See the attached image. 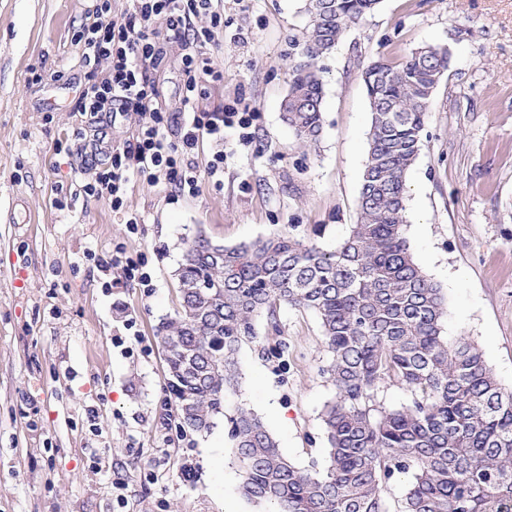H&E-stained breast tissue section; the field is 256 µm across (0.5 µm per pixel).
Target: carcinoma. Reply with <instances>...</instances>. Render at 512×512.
<instances>
[{"label": "carcinoma", "mask_w": 512, "mask_h": 512, "mask_svg": "<svg viewBox=\"0 0 512 512\" xmlns=\"http://www.w3.org/2000/svg\"><path fill=\"white\" fill-rule=\"evenodd\" d=\"M380 0H305L308 17L292 66L285 119L295 136L322 133L318 60ZM446 46L413 50L399 65L362 73L371 129L357 220L332 252L276 234L227 247L199 231L176 269L179 309L159 328L167 389L182 428L208 431L226 416L242 472L240 491L277 512H389L383 493L409 476L401 512H512V391L477 345L442 335V289L404 236L407 175L421 150L433 93L448 73ZM311 311L329 353L321 368L336 389L323 413L328 455L302 467L282 454L262 418L225 415L239 384L238 352L255 320L279 332L277 308ZM385 384L409 392L387 409Z\"/></svg>", "instance_id": "carcinoma-1"}]
</instances>
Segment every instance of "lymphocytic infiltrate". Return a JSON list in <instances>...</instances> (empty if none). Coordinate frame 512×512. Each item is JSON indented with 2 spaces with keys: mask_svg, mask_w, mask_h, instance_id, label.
I'll list each match as a JSON object with an SVG mask.
<instances>
[{
  "mask_svg": "<svg viewBox=\"0 0 512 512\" xmlns=\"http://www.w3.org/2000/svg\"><path fill=\"white\" fill-rule=\"evenodd\" d=\"M215 0H132V10L123 17L110 13L109 0H99L93 19L82 26L77 42L82 60L91 71L79 97L80 111L91 115L139 111L145 120L135 131L132 142L108 151L105 161L92 162V181L83 191L86 196L107 198L113 210H121L122 195L131 176L150 180L164 179L172 197L193 196L200 190L202 178L219 179L224 173V155L215 153L205 171H198L191 155L200 138L222 141L228 128L238 129L242 139L256 115L232 108L212 112L195 111L191 100L200 84L222 78L209 59L185 55L181 59L186 76L185 94L180 112L166 111L155 103L150 76L164 54L154 25L164 20L173 37L182 39L190 31L192 17L210 16L220 24L222 14ZM109 61L106 73L96 70L100 61Z\"/></svg>",
  "mask_w": 512,
  "mask_h": 512,
  "instance_id": "obj_1",
  "label": "lymphocytic infiltrate"
}]
</instances>
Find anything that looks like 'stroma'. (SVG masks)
Here are the masks:
<instances>
[{
    "mask_svg": "<svg viewBox=\"0 0 512 512\" xmlns=\"http://www.w3.org/2000/svg\"><path fill=\"white\" fill-rule=\"evenodd\" d=\"M95 6L0 0V512H269L240 492L224 417L202 434L174 419L157 334L178 305L184 242L200 230L227 246L290 233L335 250L357 219L367 159L362 72L426 44L447 46L452 64L407 176L404 234L446 298L444 335L474 342L512 390V0H381L319 61L323 130L311 145L282 112L303 0H226L223 26L192 18L194 42L157 24L160 105L180 110L181 59L200 54L223 78L197 111L229 105L258 118L249 142L229 128L223 143L200 140L192 159L203 169L223 152L221 182L174 201L165 180L135 175L118 211L82 191L99 127L78 109L89 69L75 36ZM131 215L142 219L134 233ZM120 251L144 254L151 288L101 287L97 259ZM277 321L283 362L244 345L225 411L252 409L289 459L321 464L336 391L321 372L320 322L286 305Z\"/></svg>",
    "mask_w": 512,
    "mask_h": 512,
    "instance_id": "stroma-1",
    "label": "stroma"
}]
</instances>
